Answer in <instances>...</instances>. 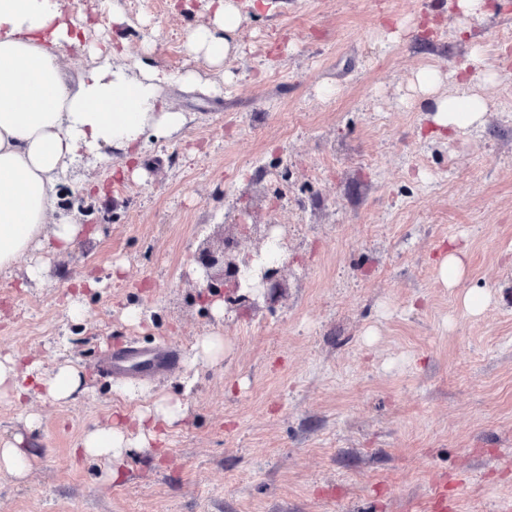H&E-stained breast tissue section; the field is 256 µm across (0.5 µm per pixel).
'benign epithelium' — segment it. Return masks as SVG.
<instances>
[{"label":"benign epithelium","instance_id":"7a95c632","mask_svg":"<svg viewBox=\"0 0 512 512\" xmlns=\"http://www.w3.org/2000/svg\"><path fill=\"white\" fill-rule=\"evenodd\" d=\"M240 228L246 239H254V247L245 248V238L235 235L225 236L218 250L203 244L198 253V262L203 269L198 287L207 301L222 297L231 305L247 303L258 309L263 304L271 311L279 299L280 290L285 288L281 268L266 269L259 265L260 244L267 239L272 225H264V233L256 237L252 236L248 225L242 224Z\"/></svg>","mask_w":512,"mask_h":512}]
</instances>
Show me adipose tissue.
Masks as SVG:
<instances>
[{
    "instance_id": "adipose-tissue-1",
    "label": "adipose tissue",
    "mask_w": 512,
    "mask_h": 512,
    "mask_svg": "<svg viewBox=\"0 0 512 512\" xmlns=\"http://www.w3.org/2000/svg\"><path fill=\"white\" fill-rule=\"evenodd\" d=\"M209 8L208 22L187 32L185 47L220 68L238 48L245 16L237 0H211ZM85 35L83 18H65L60 0H0V271L27 257L29 279L42 278L47 269L31 255L48 234L58 251L72 249L79 225L50 230L46 222L56 207L60 179L76 158L111 148L136 160L147 140L171 137L186 123L184 113L163 100L158 71L147 66L132 71L118 62L111 45L89 46L94 63L69 86L60 60L68 47L82 45ZM415 80L435 133L483 124L488 106L472 92L469 79L424 69ZM446 83L453 89L444 94L440 88ZM85 390L74 365L45 374L37 363L0 358V398L18 404L34 396L60 402ZM187 411L181 400L157 398L85 433L78 453L119 467L127 449L162 443L165 429Z\"/></svg>"
}]
</instances>
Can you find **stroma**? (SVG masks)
I'll return each mask as SVG.
<instances>
[{
	"mask_svg": "<svg viewBox=\"0 0 512 512\" xmlns=\"http://www.w3.org/2000/svg\"><path fill=\"white\" fill-rule=\"evenodd\" d=\"M171 2L62 0L89 16V41H123L124 63L169 74L162 97L188 122L146 142L138 177L112 151L75 161L48 219L80 225L73 249L45 239L40 281L23 260L0 273V354L72 363L89 387L0 398V443L22 437L37 456L25 480L0 475V512H512V9L270 0L247 12L226 82L184 47L209 0ZM475 50L502 71L476 84L484 123L427 137L416 73ZM187 71L194 86L175 80ZM235 224L288 229L275 313L219 316L198 298L197 247ZM454 238L468 253L449 287L434 261ZM471 288L490 295L477 316L461 303ZM216 335L223 357L197 360ZM117 343L181 360L96 376ZM160 394L188 401L162 458L130 449L113 482L106 461L74 456Z\"/></svg>",
	"mask_w": 512,
	"mask_h": 512,
	"instance_id": "35a3bbf8",
	"label": "stroma"
}]
</instances>
